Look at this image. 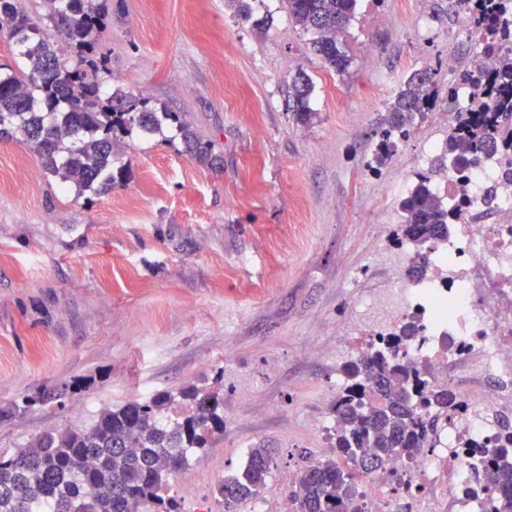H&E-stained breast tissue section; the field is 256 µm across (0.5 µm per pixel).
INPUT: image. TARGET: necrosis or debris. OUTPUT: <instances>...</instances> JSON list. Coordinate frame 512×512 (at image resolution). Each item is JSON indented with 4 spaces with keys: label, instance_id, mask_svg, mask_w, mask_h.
Masks as SVG:
<instances>
[{
    "label": "necrosis or debris",
    "instance_id": "necrosis-or-debris-1",
    "mask_svg": "<svg viewBox=\"0 0 512 512\" xmlns=\"http://www.w3.org/2000/svg\"><path fill=\"white\" fill-rule=\"evenodd\" d=\"M491 188L496 199L488 205ZM438 191L451 200L468 193L471 203L447 240L429 250L424 273L407 276L401 258L414 248L402 243L400 258L384 266L390 287L358 307L355 327L336 329L360 352L405 333L402 351L421 370L424 394L449 392L455 409L448 416L427 405L429 447L357 473V512H497L503 499L483 470L498 449L512 447V432L499 424L512 414V223L477 218L491 206L512 212V182L499 155H481L467 183L451 175Z\"/></svg>",
    "mask_w": 512,
    "mask_h": 512
}]
</instances>
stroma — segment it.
<instances>
[{
    "mask_svg": "<svg viewBox=\"0 0 512 512\" xmlns=\"http://www.w3.org/2000/svg\"><path fill=\"white\" fill-rule=\"evenodd\" d=\"M249 3L245 20L236 0H113L104 92L177 118L116 141L111 190L46 174L22 133L0 140V409L87 383L65 406L0 421V450L147 394L218 388L223 434L190 456L191 479L167 478L181 512H224L212 489L254 445L275 451L267 495L324 447L336 322L387 287L370 250H390L422 148L446 136L442 100L370 174L388 106L414 72L447 83V54L467 66L474 52L448 0H383L385 24L359 0L339 74L283 0ZM301 74L313 86L309 124L288 108ZM183 123L214 164L187 153Z\"/></svg>",
    "mask_w": 512,
    "mask_h": 512,
    "instance_id": "35a3bbf8",
    "label": "stroma"
}]
</instances>
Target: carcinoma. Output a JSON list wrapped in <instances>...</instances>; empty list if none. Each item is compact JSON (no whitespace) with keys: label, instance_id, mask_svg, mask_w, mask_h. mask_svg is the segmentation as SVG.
<instances>
[{"label":"carcinoma","instance_id":"cac0c4a2","mask_svg":"<svg viewBox=\"0 0 512 512\" xmlns=\"http://www.w3.org/2000/svg\"><path fill=\"white\" fill-rule=\"evenodd\" d=\"M48 12L31 15L18 0H0V30L22 43L27 67L0 76V139L20 129L42 160L45 171L80 191H104L112 175L114 142L138 129L152 132L159 116L132 95L105 97L100 81L112 76L97 36L110 15V0H44ZM289 16L316 34L314 49L338 72L350 65L340 33L354 16L357 0H286ZM471 8L479 15L485 51L499 56L491 71L472 80L470 107L456 115L444 156L401 200L404 223L397 242L421 247L448 237V225L468 205L462 196L455 206L431 189V175L448 170L464 176L480 154L501 152L505 171H512V0H448L457 14ZM69 49L60 55L59 44ZM312 86L308 78L293 84L292 112L308 124ZM441 88L428 71L414 73L389 106L388 129L374 153L382 166L417 117L430 111ZM187 152L200 162L208 147L183 129ZM74 146L65 148V141ZM345 387L330 406L338 457L300 467L291 490L292 512H351L355 471L385 467L395 454L412 455L428 445V426L418 410L420 372L400 360L392 347L374 348L344 366ZM69 386L25 394L0 420L54 402L60 406L80 390ZM224 432V398L195 384L177 394L157 392L141 401L103 410L88 426L43 432L12 452L0 453V512H179L166 494V476L187 466L189 455L208 447ZM274 468V450L257 445L243 467L222 480L215 497L224 512L255 497ZM487 474L504 494L500 512H512V463L490 458Z\"/></svg>","mask_w":512,"mask_h":512}]
</instances>
